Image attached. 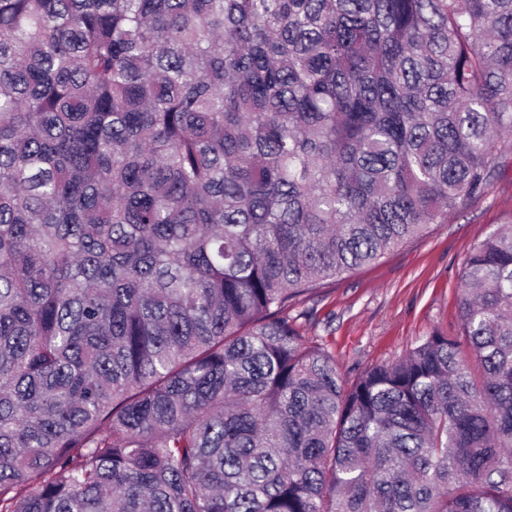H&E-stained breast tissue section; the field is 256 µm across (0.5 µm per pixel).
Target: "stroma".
<instances>
[{
  "mask_svg": "<svg viewBox=\"0 0 512 512\" xmlns=\"http://www.w3.org/2000/svg\"><path fill=\"white\" fill-rule=\"evenodd\" d=\"M512 225V159L488 194L461 205L379 261L328 281L299 304L300 326L336 358L345 380L395 361L432 332H461V275L474 246Z\"/></svg>",
  "mask_w": 512,
  "mask_h": 512,
  "instance_id": "obj_1",
  "label": "stroma"
}]
</instances>
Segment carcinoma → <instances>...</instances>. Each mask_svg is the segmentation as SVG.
<instances>
[{"label": "carcinoma", "instance_id": "1", "mask_svg": "<svg viewBox=\"0 0 512 512\" xmlns=\"http://www.w3.org/2000/svg\"><path fill=\"white\" fill-rule=\"evenodd\" d=\"M512 156V0H0V512H512V226L347 383L290 315Z\"/></svg>", "mask_w": 512, "mask_h": 512}]
</instances>
